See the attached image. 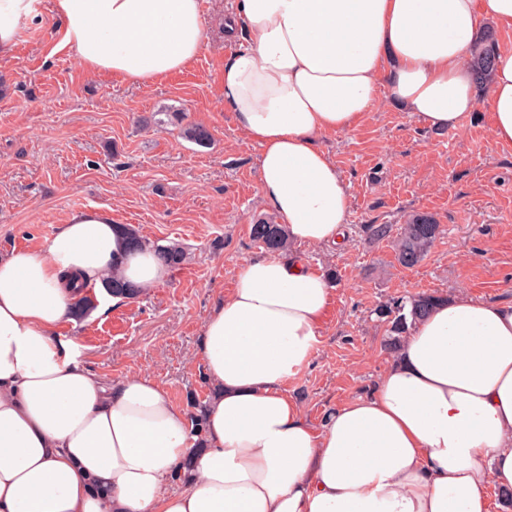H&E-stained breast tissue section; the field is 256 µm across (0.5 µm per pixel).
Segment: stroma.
<instances>
[{"label":"stroma","mask_w":512,"mask_h":512,"mask_svg":"<svg viewBox=\"0 0 512 512\" xmlns=\"http://www.w3.org/2000/svg\"><path fill=\"white\" fill-rule=\"evenodd\" d=\"M233 4L201 0L197 59L153 82L81 67L63 44L53 0H40L0 61V257L42 245L73 212L94 208L149 242L184 246L186 261L164 283L61 330L104 384L150 378L184 411L212 394L197 357L200 332L243 265L263 256L249 226L271 213L258 190L259 148L224 110V60L240 41L224 30ZM189 124L209 132L207 147L182 138ZM491 129L482 95L453 128H429L389 101L356 128L321 137L351 208L345 247H290L336 275L310 361L283 386L313 428L368 395L393 362L378 306L434 291L512 302V150L498 147ZM413 212L434 214L442 232L429 256L406 269L392 239L362 227L397 228Z\"/></svg>","instance_id":"obj_1"}]
</instances>
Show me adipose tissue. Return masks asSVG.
<instances>
[{
    "mask_svg": "<svg viewBox=\"0 0 512 512\" xmlns=\"http://www.w3.org/2000/svg\"><path fill=\"white\" fill-rule=\"evenodd\" d=\"M85 69L147 83L189 67L200 0H53ZM38 0H0V59ZM512 30V0H236L244 41L224 62V109L260 149L259 193L291 241L346 236L348 186L319 143L390 98L433 129L477 102L471 64L486 24ZM492 136L512 149V50L495 56ZM141 287L168 268L129 250L108 211L73 213L44 244L0 258V512H489L512 490V304L457 298L409 331L373 392L322 430L283 391L315 346L334 292L290 254L247 261L206 319L198 352L214 392L193 444L155 382L102 387L62 326L80 286L112 269Z\"/></svg>",
    "mask_w": 512,
    "mask_h": 512,
    "instance_id": "ef3b65f1",
    "label": "adipose tissue"
}]
</instances>
